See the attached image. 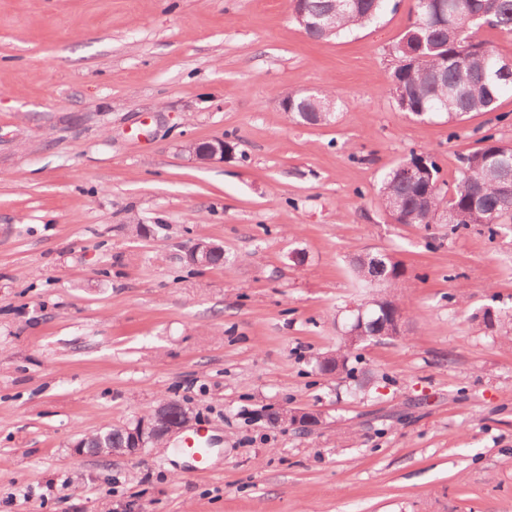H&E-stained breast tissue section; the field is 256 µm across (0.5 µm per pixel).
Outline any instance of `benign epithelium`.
I'll use <instances>...</instances> for the list:
<instances>
[{
	"label": "benign epithelium",
	"instance_id": "benign-epithelium-1",
	"mask_svg": "<svg viewBox=\"0 0 512 512\" xmlns=\"http://www.w3.org/2000/svg\"><path fill=\"white\" fill-rule=\"evenodd\" d=\"M187 151L202 163L222 160L224 159V141L214 140L211 142L192 143L187 147ZM398 170L402 178L411 184L420 183L423 177L422 166L410 160L401 163ZM218 249H220L218 244L199 240L191 246L190 252L197 266L207 267L209 266V254ZM388 312L389 317L384 324L382 334L393 338L401 335L404 313L394 307L389 308ZM160 412L161 408L158 407L154 414L142 419L139 418L133 424L125 426V431L129 435V442L123 448L104 449V444L97 434L80 439L74 445V448L80 453L86 452L88 448H96L101 452L106 450L112 456L137 457L144 448L158 442L160 438L180 433L189 426L190 419L187 416L171 417L167 415L162 417Z\"/></svg>",
	"mask_w": 512,
	"mask_h": 512
}]
</instances>
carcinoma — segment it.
<instances>
[{
  "instance_id": "cac0c4a2",
  "label": "carcinoma",
  "mask_w": 512,
  "mask_h": 512,
  "mask_svg": "<svg viewBox=\"0 0 512 512\" xmlns=\"http://www.w3.org/2000/svg\"><path fill=\"white\" fill-rule=\"evenodd\" d=\"M328 0H301L304 17L297 23L315 40H331L342 34L378 22L384 0H336V17L322 23ZM485 12L492 22L489 27L512 36V0H426L417 3L418 18L411 21L397 44L405 50L390 74L385 92L396 98L398 91H407L402 111L415 116L442 114L448 122L467 119L476 112H494L501 95L512 92V77L493 79L488 74L489 61L480 53L454 63L449 58L458 41L472 38L476 45L496 56L498 52L479 39V28L470 17ZM334 99L324 94L314 99L295 94L289 117L304 124H325L331 121ZM483 146L465 157L457 184L449 189L440 181L436 162L422 155L412 156L425 162V178L417 186L402 181L397 168L390 169L378 188L382 208L392 198L403 204L400 224H436L443 210L456 214L452 226L482 225L489 234L498 233L497 226L512 224V195L499 189L505 168L512 166V145L503 144L492 133L481 138ZM357 276L363 282L384 290V297L374 299L365 312L367 333H379L381 307L395 298L403 272L399 264H376L373 254L365 253L353 260ZM319 369L331 374L336 367L347 370V356L339 351L316 359Z\"/></svg>"
}]
</instances>
